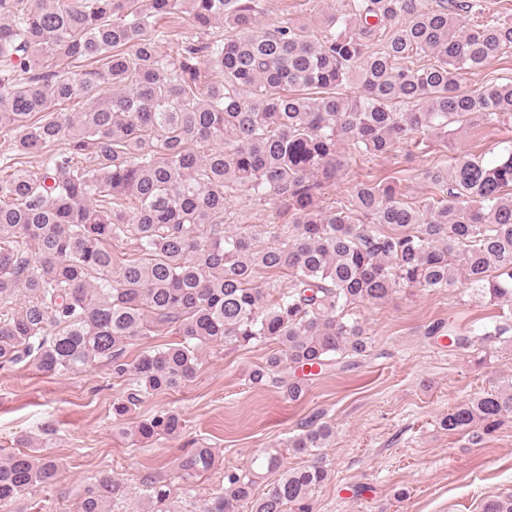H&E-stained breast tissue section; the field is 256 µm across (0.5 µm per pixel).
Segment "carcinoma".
I'll use <instances>...</instances> for the list:
<instances>
[{
	"instance_id": "obj_1",
	"label": "carcinoma",
	"mask_w": 512,
	"mask_h": 512,
	"mask_svg": "<svg viewBox=\"0 0 512 512\" xmlns=\"http://www.w3.org/2000/svg\"><path fill=\"white\" fill-rule=\"evenodd\" d=\"M476 17L465 26L460 13ZM183 15L180 33L161 19ZM262 0H0V367L67 374L96 361L127 381L122 420L148 395L196 374L217 346L275 349L250 373L300 399L306 366L327 371L368 349L356 308L401 289L455 288L512 307V145L493 161L461 153L397 181L352 180L322 194L357 156L381 157L428 132L448 151L457 125L512 118V81L467 76L512 55V19L481 0H324L308 18L263 24ZM176 42L177 57L160 47ZM80 112L66 111L72 100ZM40 157L33 172L26 159ZM244 190L284 218L264 242L230 210ZM288 272L287 287L273 275ZM180 340L127 358L133 342ZM424 335L467 348L512 335L500 316L476 337L443 322ZM512 416V388L452 408L442 429L474 439ZM161 411L127 436L178 438ZM335 427L316 414L285 447L241 471L194 512H314L329 476L314 449ZM55 433L0 460V507L50 488L63 465L41 453ZM311 457L283 469L284 453ZM217 463L201 445L177 459L193 487ZM267 492L255 496L266 474ZM138 512H188L162 480ZM125 485L103 475L74 512H112Z\"/></svg>"
}]
</instances>
